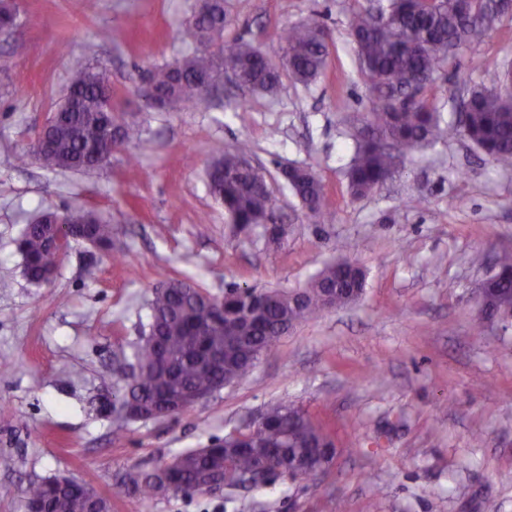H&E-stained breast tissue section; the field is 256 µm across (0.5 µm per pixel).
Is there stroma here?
<instances>
[{"instance_id":"35a3bbf8","label":"stroma","mask_w":512,"mask_h":512,"mask_svg":"<svg viewBox=\"0 0 512 512\" xmlns=\"http://www.w3.org/2000/svg\"><path fill=\"white\" fill-rule=\"evenodd\" d=\"M39 24L0 34V512H24L29 483L76 479L111 512H141L117 484L129 469L168 462L254 420L277 403L300 406L333 436L336 454L315 480L190 497L167 493L153 512H512V328L478 334L477 290L512 250V169L464 138L405 156L371 194H348L352 157L344 119L371 107L348 34L369 0H224L225 40L271 60L292 24L320 15L333 42L312 83L276 96L225 85L181 112L142 95L146 73L187 52L182 32L198 0H12ZM108 40H99L101 31ZM512 64V18L458 51L429 88L455 111L486 70ZM94 66L112 103L141 130L89 173L18 165L64 97L71 71ZM248 140L276 198L283 239L235 237L205 171L217 150ZM296 163L322 182L314 223L280 170ZM99 211L126 261L72 243L51 283L23 275L16 241L44 210ZM482 263H474V256ZM358 263L353 305L299 323L245 380L173 417L114 430L124 381L114 352L136 344L165 277L213 296L235 285L304 287L326 264Z\"/></svg>"}]
</instances>
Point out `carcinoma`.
Returning a JSON list of instances; mask_svg holds the SVG:
<instances>
[{"mask_svg":"<svg viewBox=\"0 0 512 512\" xmlns=\"http://www.w3.org/2000/svg\"><path fill=\"white\" fill-rule=\"evenodd\" d=\"M485 0H384V6L354 13L349 36L354 45L358 72L367 80L371 110L364 119L348 120L353 154L345 177L351 196L362 197L391 179L400 159L417 149L446 143L462 133L492 162L512 166V64L488 72L487 82L471 86L459 109L446 117L427 94L439 71L463 46L482 42L489 32ZM224 0H213L206 15L193 17L185 37L192 51L149 71L158 92L156 107L181 111L201 103L198 78L224 80V66L232 65L243 88L276 95L284 89L283 76L307 84L324 70L332 41L331 32L314 15L294 24L282 35L280 70L258 48L243 41L219 43L215 35L224 28ZM112 86L106 74L92 67L75 70L59 106L60 116L46 150L34 139L33 153L15 157L19 164L30 156L49 170L88 172L103 165L96 154L122 148L140 136L139 127L114 107ZM252 154L244 140L233 150L218 151L206 170L210 195L224 206L231 231L240 233L275 220V204L257 177L246 172L244 161ZM291 191L316 219L324 213L323 186L310 168L297 165L288 171ZM44 211L33 227L20 236L17 250L23 269L34 283H41L48 262L46 236L39 228L53 221ZM78 236L100 242L114 251L112 225L96 211L79 207L70 211ZM496 272L478 303L475 328L492 315L512 311V251L496 256ZM365 273L355 263L340 261L324 266L300 289V304L279 291L231 288L216 304L209 294L178 278H167L150 299L149 335L134 348L130 359L124 349L115 353L117 371L125 380L120 406L170 404L189 391L210 394L227 378L245 379L256 361L275 349L281 333L313 319L334 305L355 303L363 293ZM332 436L304 410L283 403L269 406L253 447L226 448L216 439L205 448L175 455L152 471L131 470L122 480L125 491L151 512L153 502L172 483L187 494L200 493L223 481L232 486L240 474L288 475L274 469L283 459L311 461L301 477L313 479L312 462L333 456ZM52 500L59 512H86L83 494L55 485L51 479L30 483L23 502Z\"/></svg>","mask_w":512,"mask_h":512,"instance_id":"1","label":"carcinoma"}]
</instances>
